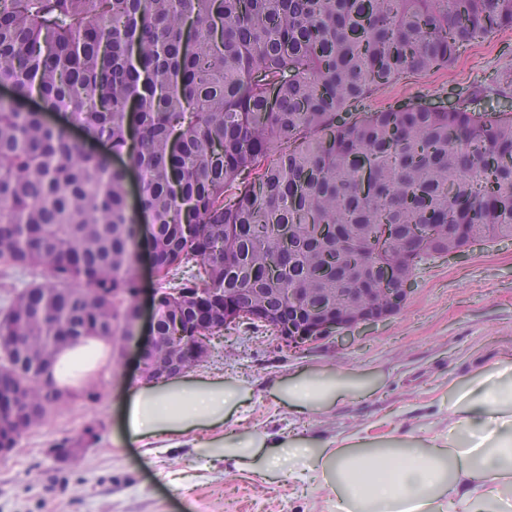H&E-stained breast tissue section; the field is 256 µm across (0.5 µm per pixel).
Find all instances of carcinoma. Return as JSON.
I'll use <instances>...</instances> for the list:
<instances>
[{
	"label": "carcinoma",
	"mask_w": 512,
	"mask_h": 512,
	"mask_svg": "<svg viewBox=\"0 0 512 512\" xmlns=\"http://www.w3.org/2000/svg\"><path fill=\"white\" fill-rule=\"evenodd\" d=\"M512 29V0H0V255L32 304L0 308L15 428L98 396L43 382L60 340L133 324L128 167L152 231L159 336L231 328L185 304H288L293 288L399 293L414 266L512 236V118L373 91ZM127 157L130 166L109 162ZM397 267L382 281L379 269ZM99 441L97 426L57 448Z\"/></svg>",
	"instance_id": "cac0c4a2"
}]
</instances>
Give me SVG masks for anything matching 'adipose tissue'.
I'll return each instance as SVG.
<instances>
[{"label":"adipose tissue","instance_id":"obj_1","mask_svg":"<svg viewBox=\"0 0 512 512\" xmlns=\"http://www.w3.org/2000/svg\"><path fill=\"white\" fill-rule=\"evenodd\" d=\"M112 349L89 340L61 352L54 382L74 387L108 369ZM335 377L299 372L273 383L272 397L299 413L348 397ZM250 386L206 373L159 381L136 379L122 403L119 434L143 455L195 439L215 449L227 471L308 480L331 512H499L512 490V359L478 370L448 407L447 432L389 446L355 436L337 441L304 434L228 433L224 422L251 398Z\"/></svg>","mask_w":512,"mask_h":512}]
</instances>
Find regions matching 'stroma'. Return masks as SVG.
<instances>
[{"label":"stroma","mask_w":512,"mask_h":512,"mask_svg":"<svg viewBox=\"0 0 512 512\" xmlns=\"http://www.w3.org/2000/svg\"><path fill=\"white\" fill-rule=\"evenodd\" d=\"M462 104L512 113V30L462 49L448 69L409 74L372 92L360 109L398 101ZM512 354V240H482L455 257L418 265L402 309L371 330H350L293 352L269 333L240 326L213 339L208 370L245 379L252 398L230 430L296 431L342 438L360 432L382 441L446 430L448 406L478 369ZM353 371L366 386L319 413L288 412L268 385L303 370ZM139 375L136 356L100 376L101 397L25 435L0 457V512H327L322 494L288 480L225 472L207 448H169L145 457L117 438L122 396ZM99 445L63 466L47 448L88 421Z\"/></svg>","instance_id":"stroma-1"}]
</instances>
